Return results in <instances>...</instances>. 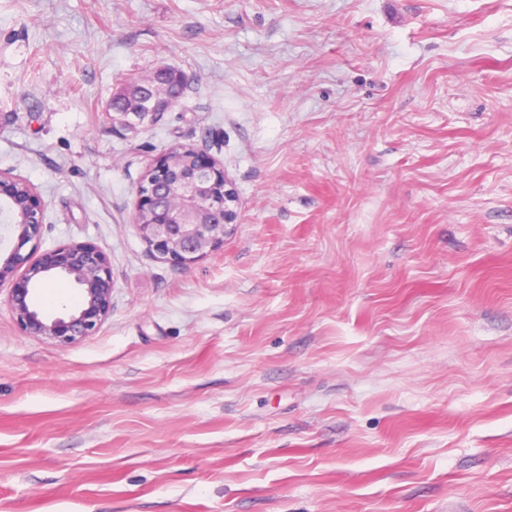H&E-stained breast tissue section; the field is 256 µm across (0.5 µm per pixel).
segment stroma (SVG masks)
I'll use <instances>...</instances> for the list:
<instances>
[{
  "label": "stroma",
  "instance_id": "obj_1",
  "mask_svg": "<svg viewBox=\"0 0 512 512\" xmlns=\"http://www.w3.org/2000/svg\"><path fill=\"white\" fill-rule=\"evenodd\" d=\"M178 146L236 197L187 266ZM0 172L114 281L68 345L0 294V512H512V0H0ZM137 85H154L156 94L158 97L166 99L169 101V105L167 108L163 110H159V108L165 105V102H161L159 99L157 101L154 100L152 92L146 89H134L132 88L130 91V96L127 99H124V103L126 105V112H139L137 116L143 118V114L145 115L148 112L153 113H161L168 111L172 106H175L179 100H173V104H170V100L173 98L169 94L168 87L162 84L157 83V74L154 73L150 75H146L135 81ZM159 110V111H157ZM157 111V112H154ZM192 153L191 176L165 182L162 173L179 165V156ZM224 169L208 154L180 146L160 154L149 166L138 187L134 225L152 253L185 266L224 246L234 211L227 202L234 194L226 189ZM221 198L219 203L216 198ZM218 212L219 218L212 215Z\"/></svg>",
  "mask_w": 512,
  "mask_h": 512
}]
</instances>
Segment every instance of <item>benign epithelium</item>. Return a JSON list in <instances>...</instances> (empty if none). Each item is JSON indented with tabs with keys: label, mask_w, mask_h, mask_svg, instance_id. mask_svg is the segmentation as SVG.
Wrapping results in <instances>:
<instances>
[{
	"label": "benign epithelium",
	"mask_w": 512,
	"mask_h": 512,
	"mask_svg": "<svg viewBox=\"0 0 512 512\" xmlns=\"http://www.w3.org/2000/svg\"><path fill=\"white\" fill-rule=\"evenodd\" d=\"M224 169L208 154L180 146L160 154L138 187L134 225L147 248L185 266L224 246L234 211ZM0 202L6 205L17 245L0 264V288L17 324L30 336L67 345L94 334L112 309V271L92 245H62L34 256L43 225V205L27 181L0 172ZM30 251L22 253L27 244ZM52 276L71 279L81 290L80 307L49 316L29 303L31 287Z\"/></svg>",
	"instance_id": "benign-epithelium-1"
}]
</instances>
